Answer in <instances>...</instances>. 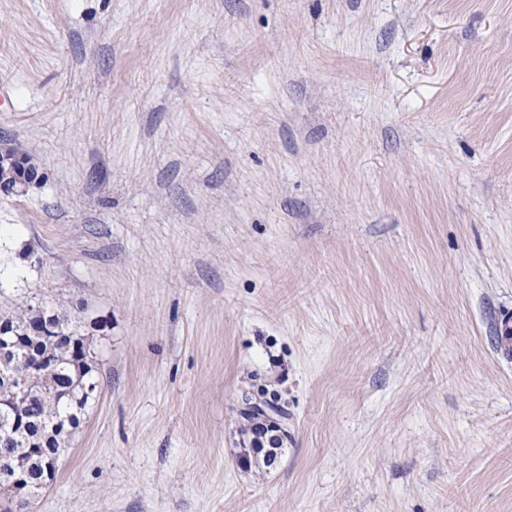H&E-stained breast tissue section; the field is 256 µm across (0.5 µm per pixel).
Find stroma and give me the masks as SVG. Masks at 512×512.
I'll list each match as a JSON object with an SVG mask.
<instances>
[{
	"label": "stroma",
	"mask_w": 512,
	"mask_h": 512,
	"mask_svg": "<svg viewBox=\"0 0 512 512\" xmlns=\"http://www.w3.org/2000/svg\"><path fill=\"white\" fill-rule=\"evenodd\" d=\"M1 85L101 382L29 512H512V0H0Z\"/></svg>",
	"instance_id": "1"
}]
</instances>
